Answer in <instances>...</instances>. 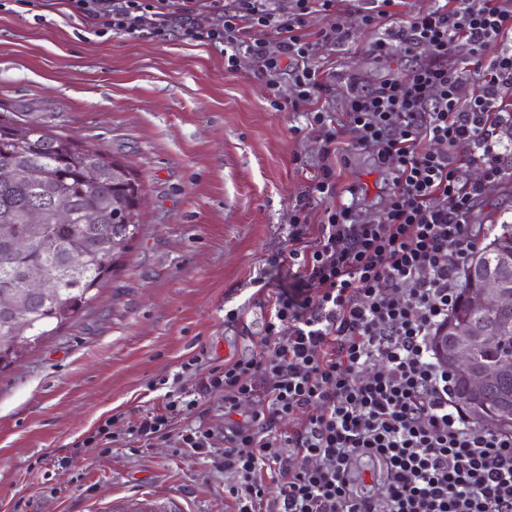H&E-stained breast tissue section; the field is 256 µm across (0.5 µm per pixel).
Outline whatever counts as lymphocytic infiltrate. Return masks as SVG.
I'll return each mask as SVG.
<instances>
[{"instance_id":"lymphocytic-infiltrate-1","label":"lymphocytic infiltrate","mask_w":512,"mask_h":512,"mask_svg":"<svg viewBox=\"0 0 512 512\" xmlns=\"http://www.w3.org/2000/svg\"><path fill=\"white\" fill-rule=\"evenodd\" d=\"M67 0L96 34L171 32L224 49V67L257 57L269 92L287 71L293 106L329 92L314 44L341 43L332 25L308 37V18L336 0ZM395 0L363 14L370 51L416 56L405 74L365 90L349 84L346 121L327 111L307 120L326 147L341 139L370 152L391 177L382 216L361 219L353 204L325 210L313 241L301 217L289 258L302 270L294 292L276 297L258 353L212 369L203 392L224 396V414L257 403L248 423L223 434L186 420L198 400L172 378L163 408L129 423L126 434L193 453L214 447L230 478L234 512H512V428L488 429L455 397L433 338L448 323L480 248L469 216L486 181L504 177L499 128L512 96V0H454L391 24ZM221 23H213V15ZM493 44L501 50L486 57ZM465 46L478 92L462 98L448 63ZM467 144L469 156L456 149ZM483 182L471 181L470 166ZM305 421L292 432L280 425Z\"/></svg>"}]
</instances>
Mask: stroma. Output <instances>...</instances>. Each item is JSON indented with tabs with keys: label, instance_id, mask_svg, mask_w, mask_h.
<instances>
[{
	"label": "stroma",
	"instance_id": "35a3bbf8",
	"mask_svg": "<svg viewBox=\"0 0 512 512\" xmlns=\"http://www.w3.org/2000/svg\"><path fill=\"white\" fill-rule=\"evenodd\" d=\"M368 6L343 0L338 12L312 15L310 31L336 24L346 40L316 46L331 89L297 108L288 78L268 93L247 54L230 72L215 46L99 37L67 0L32 9L10 0L0 10V113L37 118L100 149L144 189L140 234L91 311L0 372V512H92L114 491L139 486L178 489L186 512H232L207 455L129 438L82 442L112 415L133 422L162 407L163 390L149 382L192 357L206 356L190 378L199 385L212 368L259 350L276 296L299 281L286 261L294 213L311 239L330 203L380 217L389 176L362 150L326 160L306 119L313 107L344 122L349 79L370 89L411 67V57L380 62L369 52ZM502 137L511 174L483 182L469 218L480 238L490 225L512 224V125ZM327 161L336 169L328 203L309 193Z\"/></svg>",
	"mask_w": 512,
	"mask_h": 512
}]
</instances>
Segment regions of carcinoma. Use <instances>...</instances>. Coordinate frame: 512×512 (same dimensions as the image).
Returning <instances> with one entry per match:
<instances>
[{
    "label": "carcinoma",
    "instance_id": "carcinoma-1",
    "mask_svg": "<svg viewBox=\"0 0 512 512\" xmlns=\"http://www.w3.org/2000/svg\"><path fill=\"white\" fill-rule=\"evenodd\" d=\"M91 171L97 174L92 185L86 182ZM61 200L69 208L66 224L55 219ZM140 203L141 188L130 171L101 150L35 119L0 114V370L92 308L140 233L138 224L126 221ZM20 239L29 243L25 252L15 248ZM507 252L512 254V224L505 222L482 252L483 263ZM36 271L50 281L52 293L26 291L24 283ZM505 317L494 301L473 311L464 297L448 320V342L456 339L459 319L497 328ZM509 359L512 328L496 344L478 343L470 351L471 363L480 367ZM454 391L480 421L512 398V373L488 385L477 404L463 377H455Z\"/></svg>",
    "mask_w": 512,
    "mask_h": 512
}]
</instances>
